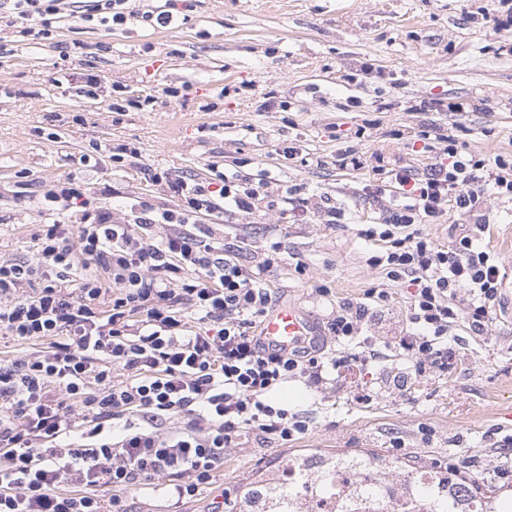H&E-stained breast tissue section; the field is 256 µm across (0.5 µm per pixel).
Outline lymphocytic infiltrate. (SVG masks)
Wrapping results in <instances>:
<instances>
[{
	"label": "lymphocytic infiltrate",
	"mask_w": 512,
	"mask_h": 512,
	"mask_svg": "<svg viewBox=\"0 0 512 512\" xmlns=\"http://www.w3.org/2000/svg\"><path fill=\"white\" fill-rule=\"evenodd\" d=\"M388 178L402 186L404 201L366 230L385 244L370 262L414 288L412 330L390 347L414 366L444 370L453 322L462 313L476 327L489 320L500 269L476 245L484 225H462L448 250L419 227L444 203L471 215L487 192L512 196V161L466 156L451 142L424 177L402 169ZM167 188L183 197V209L142 202L132 222L117 224L92 206L83 183L68 178L45 199L52 220L33 258L0 262V335L49 343L0 357V512H127L121 491L159 476L173 481L177 498L196 496L242 432L290 441L308 431L306 417L270 400L274 388L291 378L317 385L328 366L359 361L344 351L325 364L315 345L266 348L257 324L272 304L268 264L246 267L223 242L189 231L199 213L220 203L252 212L261 184L223 175L214 186ZM158 224L181 230L147 243L146 230ZM78 264L85 272L77 277ZM186 266L197 278L176 284ZM387 302V292L373 288L366 301L340 304L332 334L358 335ZM186 308L200 315L202 328L188 331ZM117 370L126 372L125 383H113ZM75 406L83 413V444L74 440ZM181 414L188 418L183 429L163 431ZM64 481L75 491L59 492Z\"/></svg>",
	"instance_id": "1"
}]
</instances>
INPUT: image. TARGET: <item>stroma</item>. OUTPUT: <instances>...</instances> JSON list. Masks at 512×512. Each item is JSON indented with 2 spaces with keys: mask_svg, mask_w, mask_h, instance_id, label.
Segmentation results:
<instances>
[{
  "mask_svg": "<svg viewBox=\"0 0 512 512\" xmlns=\"http://www.w3.org/2000/svg\"><path fill=\"white\" fill-rule=\"evenodd\" d=\"M121 25L80 19L60 0L49 37L20 36L0 11V258H27L47 217L45 197L75 177L114 222L149 201L179 209L167 181H210L221 172L263 181L253 213L216 210L198 226L254 266L285 250L269 273L276 306H296L335 354L328 328L340 303L383 288L388 305L366 322L376 344L407 330L406 283L370 264L362 232L380 221L392 193L368 171L342 168L352 151L369 164L425 174L432 154L414 141L436 129L461 151L512 155V52L502 50L492 0H128ZM167 10L174 21L150 27L140 14ZM99 79L84 96L86 75ZM150 98L116 110L125 95ZM464 100L466 112L444 104ZM297 147L294 159L285 148ZM308 202L291 223L285 191ZM335 221L320 212L322 200ZM489 225L498 264L512 257V198L484 197L475 216L444 209L421 230L452 247L455 227ZM330 293L322 296L317 285ZM447 370L411 371L399 355L358 365L316 388L291 379L287 408L310 421L283 442L248 432L192 499L177 500L164 479L123 492L128 512H213L250 483L302 455L364 453L398 462L412 454L452 455L459 479L472 480L480 449L484 495L512 492V293L476 328L459 319Z\"/></svg>",
  "mask_w": 512,
  "mask_h": 512,
  "instance_id": "1",
  "label": "stroma"
}]
</instances>
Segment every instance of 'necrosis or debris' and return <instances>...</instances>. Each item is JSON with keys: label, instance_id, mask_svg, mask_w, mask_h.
Instances as JSON below:
<instances>
[{"label": "necrosis or debris", "instance_id": "necrosis-or-debris-1", "mask_svg": "<svg viewBox=\"0 0 512 512\" xmlns=\"http://www.w3.org/2000/svg\"><path fill=\"white\" fill-rule=\"evenodd\" d=\"M419 482H432L439 495L453 499L458 512H492L491 502L452 479L445 465L419 470ZM302 484V512H430L432 502L410 486L378 483L372 465L350 458L333 465L328 459H307L301 466L277 471L268 486L255 491L254 512H267L272 488Z\"/></svg>", "mask_w": 512, "mask_h": 512}]
</instances>
